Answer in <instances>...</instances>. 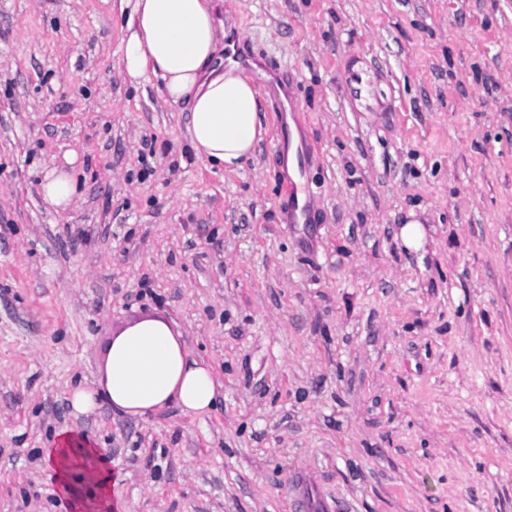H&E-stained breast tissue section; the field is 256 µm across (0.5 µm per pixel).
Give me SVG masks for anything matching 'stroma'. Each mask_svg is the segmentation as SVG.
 Listing matches in <instances>:
<instances>
[{
    "label": "stroma",
    "instance_id": "35a3bbf8",
    "mask_svg": "<svg viewBox=\"0 0 512 512\" xmlns=\"http://www.w3.org/2000/svg\"><path fill=\"white\" fill-rule=\"evenodd\" d=\"M121 6L0 0V512H512V0H224L292 99L304 224L273 96L255 157L206 168L120 75ZM69 161L59 213L39 180ZM153 313L214 411L74 417ZM72 426L109 499L45 470ZM311 195L309 188L293 184L287 197V209L290 208V216L295 222L306 220L307 198ZM299 198L304 199L303 205L299 206Z\"/></svg>",
    "mask_w": 512,
    "mask_h": 512
}]
</instances>
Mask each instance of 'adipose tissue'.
<instances>
[{"label":"adipose tissue","instance_id":"1","mask_svg":"<svg viewBox=\"0 0 512 512\" xmlns=\"http://www.w3.org/2000/svg\"><path fill=\"white\" fill-rule=\"evenodd\" d=\"M119 58L131 85L158 82L163 100L188 112L194 154L208 168L234 172L252 157L263 134L260 93L237 62L225 61L224 0H127ZM43 199L56 211L75 202L72 172L48 168ZM220 382L212 367L188 351L176 323L162 315L128 322L110 336L95 381L71 387L74 415L99 403L128 417H146L169 406L201 418L214 407ZM97 450L84 434L60 431L45 462L62 490L74 470L91 473Z\"/></svg>","mask_w":512,"mask_h":512}]
</instances>
